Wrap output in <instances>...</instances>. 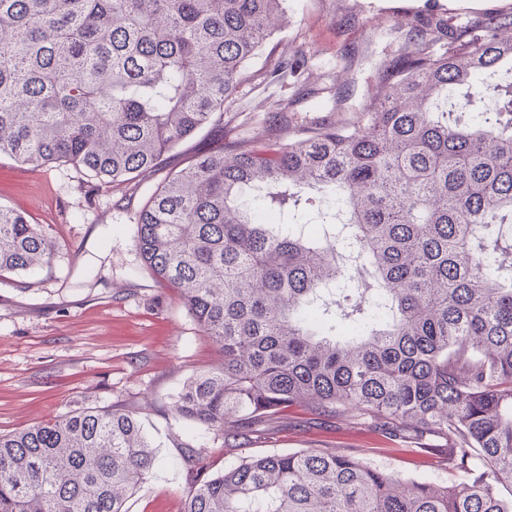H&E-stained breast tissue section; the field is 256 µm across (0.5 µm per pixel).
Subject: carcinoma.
<instances>
[{"label": "carcinoma", "mask_w": 512, "mask_h": 512, "mask_svg": "<svg viewBox=\"0 0 512 512\" xmlns=\"http://www.w3.org/2000/svg\"><path fill=\"white\" fill-rule=\"evenodd\" d=\"M285 20L284 0H0V154L112 183L150 173L224 121ZM507 62L512 11L455 29L433 14L359 121L224 143L138 213L144 265L223 358L177 416L225 438L290 409L346 418L463 476L434 488L326 448L246 455L192 476L185 512H512V78L489 83ZM297 65L285 52L270 76ZM456 94L497 105L464 124ZM313 192L344 206L340 229L305 236L245 203L298 212ZM52 252L0 206V276ZM157 461L119 408L0 433V512H128Z\"/></svg>", "instance_id": "obj_1"}]
</instances>
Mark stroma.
Listing matches in <instances>:
<instances>
[{"label": "stroma", "mask_w": 512, "mask_h": 512, "mask_svg": "<svg viewBox=\"0 0 512 512\" xmlns=\"http://www.w3.org/2000/svg\"><path fill=\"white\" fill-rule=\"evenodd\" d=\"M286 7L277 39L286 51L304 53L296 77L267 84L271 64L256 59L252 80L224 105L223 126L198 130L154 172L113 184L70 165L35 167L0 155V205L40 225L54 244L39 273L0 278V432L87 407L137 414L160 463L129 500L130 512H184L194 454L215 474L244 455L353 448L384 471L435 486L461 478L413 466L388 451L381 435L345 419L291 411L229 448L220 434L173 416L184 381L218 367L222 356L135 248L137 213L151 193L218 142L257 136L276 108L301 126L356 121L358 106L383 84L385 63L413 47L411 30L429 13L455 28L510 11L512 0H288Z\"/></svg>", "instance_id": "35a3bbf8"}]
</instances>
